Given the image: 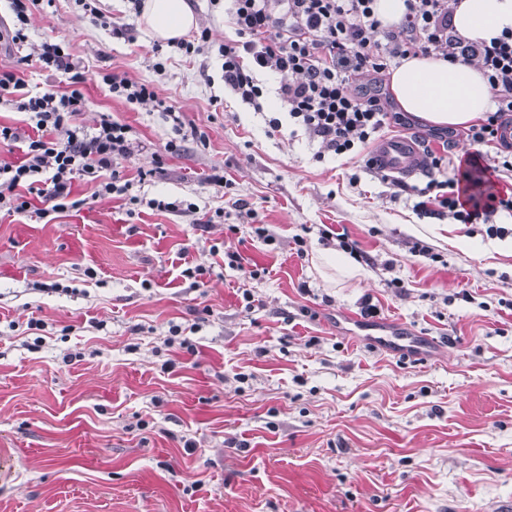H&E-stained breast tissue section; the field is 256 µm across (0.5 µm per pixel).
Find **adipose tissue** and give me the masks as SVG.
I'll list each match as a JSON object with an SVG mask.
<instances>
[{
    "mask_svg": "<svg viewBox=\"0 0 512 512\" xmlns=\"http://www.w3.org/2000/svg\"><path fill=\"white\" fill-rule=\"evenodd\" d=\"M144 17L152 34L168 40L183 36L193 25L187 0H147ZM453 24L465 37L487 40L512 28V0H461ZM390 88L399 107L440 127H469L493 111L492 93L474 66L441 59L414 57L393 70Z\"/></svg>",
    "mask_w": 512,
    "mask_h": 512,
    "instance_id": "obj_1",
    "label": "adipose tissue"
}]
</instances>
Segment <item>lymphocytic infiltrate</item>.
Masks as SVG:
<instances>
[{"instance_id": "1", "label": "lymphocytic infiltrate", "mask_w": 512, "mask_h": 512, "mask_svg": "<svg viewBox=\"0 0 512 512\" xmlns=\"http://www.w3.org/2000/svg\"><path fill=\"white\" fill-rule=\"evenodd\" d=\"M211 2L223 4L224 16L237 34L236 40L218 48L225 89L260 112L264 89L257 75L277 76V94L288 117H269L271 131L291 121L318 143L317 159L362 155L365 170L379 180L385 174L367 155V148L386 126L409 125L402 113L387 107L382 87L386 72L416 56L477 66L496 104L495 111L465 132L466 140L478 145V152L458 160L452 152L454 132H442L441 151H425L426 184H405L401 190L418 215L482 224L488 236L506 235V228L494 219L501 212L512 214V192L498 188L505 173H512V144L497 139L499 127L512 121V29H503L487 41L462 36L453 24L459 0H404L405 12L393 25L379 19L377 0ZM20 61L65 74L69 88L33 94L14 72L0 71V103L27 116L26 128L0 125V141H20L25 146L21 160L0 162V211L24 213L40 221L81 209L90 201L120 199L160 211L198 213L193 202L146 200L135 193V180L122 170L123 161L136 149L132 129L107 118L91 127L81 122L85 65L66 43L45 39ZM101 82L113 97L160 108L170 127L165 152H179L189 141L207 144L205 133L186 130L182 112L159 99L153 82L116 72L102 74ZM487 149L494 153L489 166L483 163ZM78 179L95 184L90 198L74 195Z\"/></svg>"}]
</instances>
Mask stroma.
Wrapping results in <instances>:
<instances>
[{
  "label": "stroma",
  "mask_w": 512,
  "mask_h": 512,
  "mask_svg": "<svg viewBox=\"0 0 512 512\" xmlns=\"http://www.w3.org/2000/svg\"><path fill=\"white\" fill-rule=\"evenodd\" d=\"M188 2L216 46L234 38L223 6ZM99 7L128 40L74 0L35 9L28 40L82 57L81 120L132 127L131 176L153 168L169 126L94 73L156 80L208 144L164 154L140 191L224 220L204 233L115 199L47 223L0 213V512H512V249L484 225L416 215L361 157L316 160L291 123L268 133L277 78L261 76L253 111L225 91L216 46L155 77L144 17L130 0ZM215 172L228 187L206 183ZM328 232L358 243V275L323 265L342 254ZM196 265L212 270L201 288L182 275ZM254 265L267 275L246 279ZM351 316L407 328L425 356L367 344ZM173 325L189 348L166 346Z\"/></svg>",
  "instance_id": "stroma-1"
}]
</instances>
